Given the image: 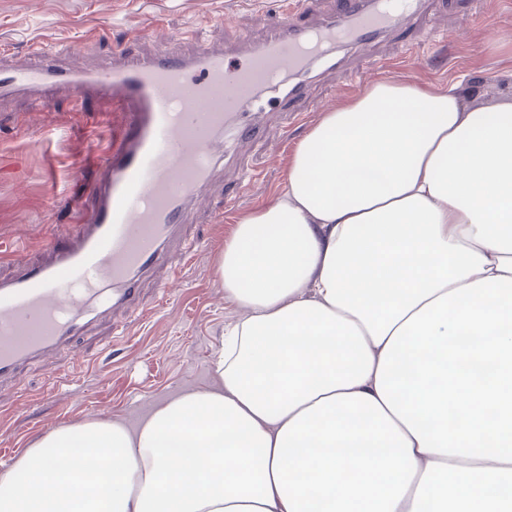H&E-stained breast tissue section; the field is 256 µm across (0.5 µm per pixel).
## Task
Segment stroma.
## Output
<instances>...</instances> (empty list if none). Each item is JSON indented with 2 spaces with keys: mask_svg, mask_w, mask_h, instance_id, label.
Wrapping results in <instances>:
<instances>
[{
  "mask_svg": "<svg viewBox=\"0 0 512 512\" xmlns=\"http://www.w3.org/2000/svg\"><path fill=\"white\" fill-rule=\"evenodd\" d=\"M282 20L280 0H0V48L17 61L32 44L67 41L75 50L66 66L85 67L109 61L119 42L145 55L167 36L174 51L191 54L204 44L262 38ZM425 26L427 37L412 51L397 34L365 49L338 45L343 65L308 85L297 105L302 120L269 113L262 136L245 144L243 162L260 174L251 191L241 190L230 169L203 193L184 230L193 252L173 255L159 271L168 292L143 284L129 309L0 385V467L54 426L92 417L132 426L160 400L215 384L211 358L235 316L216 281V256L237 218L282 188L292 148L323 110L386 76L459 82L473 107L512 95V0H431ZM111 112L101 101L79 107L63 91L41 112L19 99L0 103L1 275L46 253L56 230L53 205L82 194L74 176L88 154L86 134L106 130ZM32 124L46 133L41 143L28 138Z\"/></svg>",
  "mask_w": 512,
  "mask_h": 512,
  "instance_id": "stroma-1",
  "label": "stroma"
}]
</instances>
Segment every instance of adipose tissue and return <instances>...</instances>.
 Here are the masks:
<instances>
[{"instance_id":"ef3b65f1","label":"adipose tissue","mask_w":512,"mask_h":512,"mask_svg":"<svg viewBox=\"0 0 512 512\" xmlns=\"http://www.w3.org/2000/svg\"><path fill=\"white\" fill-rule=\"evenodd\" d=\"M215 274L216 385L53 429L0 512H512V98L370 83Z\"/></svg>"}]
</instances>
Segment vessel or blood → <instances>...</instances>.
I'll return each instance as SVG.
<instances>
[{"mask_svg":"<svg viewBox=\"0 0 512 512\" xmlns=\"http://www.w3.org/2000/svg\"><path fill=\"white\" fill-rule=\"evenodd\" d=\"M421 0H344L334 16L288 22L236 52L192 55L159 47L131 57L115 46L99 69L63 68L68 45L32 47V61L0 64V100L46 107L58 91L76 104L112 103L119 133L96 136L81 176L85 196L64 199L69 217L47 254L0 276V383L30 362L69 348L106 314L125 308L167 261L203 187L223 177L218 158L259 134L245 106L288 72L311 73L337 43L365 45L412 24Z\"/></svg>","mask_w":512,"mask_h":512,"instance_id":"b4317fda","label":"vessel or blood"}]
</instances>
